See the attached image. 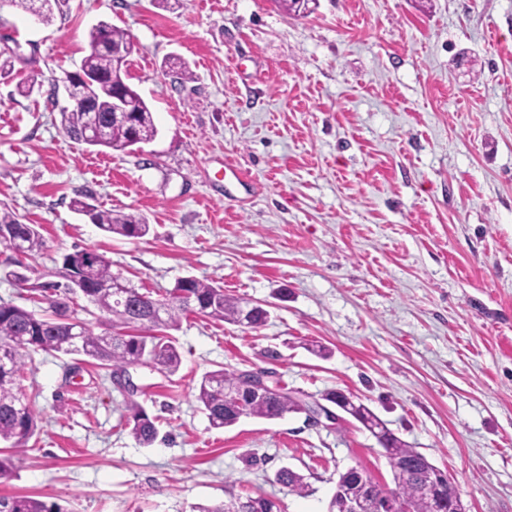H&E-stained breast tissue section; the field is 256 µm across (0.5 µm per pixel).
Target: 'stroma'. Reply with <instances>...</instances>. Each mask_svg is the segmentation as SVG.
<instances>
[{
    "label": "stroma",
    "instance_id": "1",
    "mask_svg": "<svg viewBox=\"0 0 512 512\" xmlns=\"http://www.w3.org/2000/svg\"><path fill=\"white\" fill-rule=\"evenodd\" d=\"M0 17L22 45L15 71L39 81L27 97L0 82V202L45 241L31 282L92 249L139 291L192 276L269 312L256 328L184 315L179 370L130 368L132 391L85 357L34 354L19 380L38 434L0 496L193 512L260 495L327 512L355 465L392 488L381 444L351 417L211 427L202 377L262 369L301 399L335 390L368 406L448 470L467 512H512V0H317L304 17L275 0H62L48 25L15 6ZM101 21L132 35L129 81L158 129L124 153L71 139L53 91ZM78 195L150 234L106 235L71 209ZM13 260L0 245V300L49 313L6 278ZM134 402L156 419L147 448ZM284 467L305 495L277 481Z\"/></svg>",
    "mask_w": 512,
    "mask_h": 512
}]
</instances>
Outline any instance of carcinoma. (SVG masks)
I'll return each instance as SVG.
<instances>
[{"mask_svg": "<svg viewBox=\"0 0 512 512\" xmlns=\"http://www.w3.org/2000/svg\"><path fill=\"white\" fill-rule=\"evenodd\" d=\"M10 5L20 6L30 11L37 9L41 22L50 24L54 8L61 0H9ZM130 41L126 30L100 22L89 32V43L93 50L86 55L81 66L85 70L107 75L112 72L115 58L111 47L124 45ZM125 94L136 104V112L126 121L111 118L109 94H102L96 102L87 107L71 106L61 110V125L74 140H80L84 131L100 128L104 141L99 146L112 151H125L131 137L141 142H150L157 135L154 118L148 105L137 90L126 84ZM71 207L91 214L92 222L111 235L124 238H143L150 231V225L141 218L130 214H114L99 210L77 196L71 200ZM8 226L19 239L24 254L31 257L44 248L43 237L35 224H24L17 213L0 204V227ZM64 273L83 276L86 301L103 313L114 326L134 328L136 332L127 334L97 335L88 326H83L82 350L73 348L71 335L72 322L66 315V304L56 301L51 305L52 313L37 315L34 312L11 302H0V346L12 351L9 368L0 367V443L10 448H25L38 429V416L31 399L27 398L19 383L20 372L26 361L42 352H56L64 355H82L99 362L101 366L113 368L118 373L130 365L148 364L161 373L173 374L181 364L180 353L167 330L178 327L182 316L187 312L201 314L218 321L237 324L241 318V300L224 294V289L196 278L176 281L173 288L165 291L160 298L149 293H133L124 306L115 305L112 281L118 274L112 272V261L106 255L90 250H77L63 258ZM166 306L167 318L161 325L148 321H134L132 317L153 301ZM237 386L248 392V380L239 371L220 369L202 379L195 398L206 412L209 422L216 429L226 428L237 423V413L233 406L224 403V385ZM132 409V434L143 445L152 444L158 434L155 423L143 407L134 403ZM302 411V401L281 390L263 397L247 401V416L275 419L287 413ZM349 413L362 424L374 423L377 416L365 405L349 403ZM389 450V465L395 490L393 493L401 503L423 512L425 502L422 495V472L426 461L420 452L407 447L397 438L389 435L385 439ZM277 480L288 486L298 495L307 491L303 477L292 470H282ZM0 512H62L57 504L46 502L27 495L0 497ZM240 512H278V505L271 499L247 497L240 505Z\"/></svg>", "mask_w": 512, "mask_h": 512, "instance_id": "1", "label": "carcinoma"}]
</instances>
